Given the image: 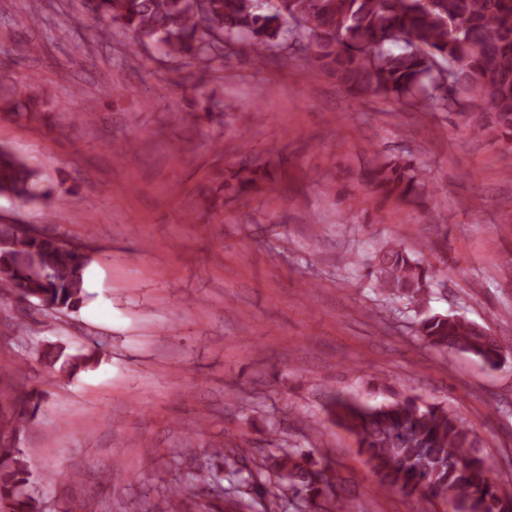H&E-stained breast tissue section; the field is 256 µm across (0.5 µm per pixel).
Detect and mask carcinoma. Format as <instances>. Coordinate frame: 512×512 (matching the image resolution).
<instances>
[{"label": "carcinoma", "instance_id": "1", "mask_svg": "<svg viewBox=\"0 0 512 512\" xmlns=\"http://www.w3.org/2000/svg\"><path fill=\"white\" fill-rule=\"evenodd\" d=\"M76 21L107 22L129 34L132 52L157 48L171 60L204 67L240 53L256 66L268 51L297 45L309 63L335 78L357 98H376L428 112L436 104H484L475 129L512 142V0H82ZM46 111L29 94L20 98L12 71L0 67V112ZM265 168L253 162L224 179V190L244 195L259 189ZM364 182L373 191L415 203L424 198L426 179L405 159L375 162ZM52 188L40 172L14 151L0 147V196L21 202L48 200ZM89 259L81 246L33 232L22 235L0 224V284L49 312L76 311L83 303ZM374 287L416 309L426 307L440 282V269L398 243L375 254H350ZM416 332L441 352L473 356L491 369L501 366L504 347L489 327L456 313L428 314ZM42 357L71 376L88 367L95 354L60 360ZM42 392L17 393L14 410L0 418L9 428L35 415ZM325 412L351 434L357 452L378 477V490L408 497L430 496L445 512H512V495L482 455L478 437L449 407L416 396L393 394L378 403L341 393L331 395ZM224 457L225 512H250L259 488L235 448L214 449ZM270 468L288 483V500L299 512H353L341 495L344 478L328 455L291 449L269 456ZM42 512L27 461L0 446V508Z\"/></svg>", "mask_w": 512, "mask_h": 512}]
</instances>
